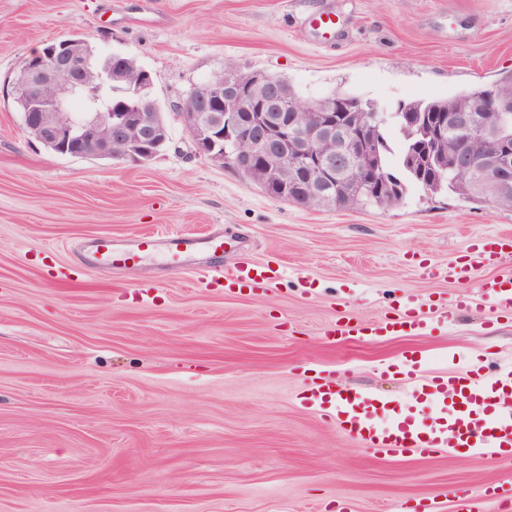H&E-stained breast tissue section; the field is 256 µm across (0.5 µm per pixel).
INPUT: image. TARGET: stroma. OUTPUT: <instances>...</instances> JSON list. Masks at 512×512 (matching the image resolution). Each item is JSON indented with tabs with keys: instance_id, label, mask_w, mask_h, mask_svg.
<instances>
[{
	"instance_id": "1",
	"label": "stroma",
	"mask_w": 512,
	"mask_h": 512,
	"mask_svg": "<svg viewBox=\"0 0 512 512\" xmlns=\"http://www.w3.org/2000/svg\"><path fill=\"white\" fill-rule=\"evenodd\" d=\"M335 13L327 41L312 17ZM84 36L150 71L170 143L150 162L57 155L9 94L43 44ZM305 99L349 92L382 112L512 72V0H0V512H454L512 486V452L386 458L303 398L317 372L396 399L409 360L462 371L512 359V316L477 300L512 262L472 244L512 210L409 190L388 209L272 199L196 155L175 107L226 64ZM224 234V269L279 267L260 293L208 288L162 255L97 267L82 246L143 233ZM471 263V275L449 276ZM72 269L71 283L59 281ZM149 286L141 296V286ZM475 296L429 336L351 342L341 317Z\"/></svg>"
}]
</instances>
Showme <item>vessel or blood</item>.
Returning <instances> with one entry per match:
<instances>
[{"label":"vessel or blood","mask_w":512,"mask_h":512,"mask_svg":"<svg viewBox=\"0 0 512 512\" xmlns=\"http://www.w3.org/2000/svg\"><path fill=\"white\" fill-rule=\"evenodd\" d=\"M479 258L500 261L512 257V238L488 239L473 247ZM159 253L169 268L185 267L197 253L220 258L224 255V238L174 234L157 236L144 233L130 243L119 244L109 238L95 242L97 262L105 267H126L144 257ZM198 280L228 291L266 289L281 275L280 270L264 264L244 261L231 273L218 266L196 267ZM479 290L491 303L493 311L512 313V274L481 281ZM470 306L467 295L456 297L452 304H439L429 312L421 305L407 302L394 315L372 322L347 321L333 325L331 335L348 340H376L392 336H427L437 326L447 324L453 310ZM419 363L407 370L409 390L405 399L390 400L363 392L342 390L334 376L312 377L306 403L325 414L335 416L339 426L371 448L389 457L421 456L440 450L469 449L473 458L484 460L496 449L512 448V364L497 366L494 371L473 376H435L421 380ZM424 403L445 410L435 425L418 421L414 405Z\"/></svg>","instance_id":"obj_1"}]
</instances>
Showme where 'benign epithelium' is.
Wrapping results in <instances>:
<instances>
[{"label":"benign epithelium","mask_w":512,"mask_h":512,"mask_svg":"<svg viewBox=\"0 0 512 512\" xmlns=\"http://www.w3.org/2000/svg\"><path fill=\"white\" fill-rule=\"evenodd\" d=\"M112 88L125 99L109 111L61 120L77 93L90 96ZM11 96L24 107L26 131L59 155L116 157L141 165L169 142L156 113L151 73L131 70L130 62L118 55L109 56L105 67H95L75 38L48 42L24 59ZM188 99L194 104L179 105L178 115L195 152L258 181L274 198L288 199V184L299 181L306 196L323 200L336 183L338 168L350 174L355 188L389 180L378 150L367 142V135L379 132L382 123L369 101L325 98L311 104L284 88L268 87L259 73L246 81L229 71L192 91ZM303 108L311 118L301 125L296 118ZM482 132L483 152H465L466 140ZM429 138L440 149L442 170H452L455 181L472 193L490 199L512 195V97L492 91L467 108L441 112ZM325 142L334 150H322ZM115 144L125 147L119 156L112 152Z\"/></svg>","instance_id":"obj_1"}]
</instances>
